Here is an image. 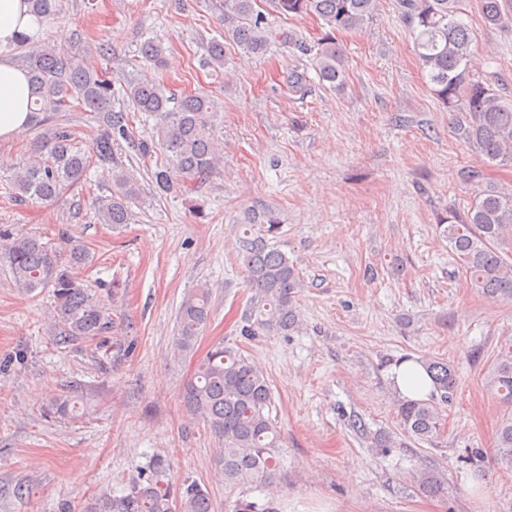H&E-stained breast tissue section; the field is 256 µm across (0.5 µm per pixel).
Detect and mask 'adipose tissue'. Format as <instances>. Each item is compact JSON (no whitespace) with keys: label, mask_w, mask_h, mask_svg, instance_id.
<instances>
[{"label":"adipose tissue","mask_w":512,"mask_h":512,"mask_svg":"<svg viewBox=\"0 0 512 512\" xmlns=\"http://www.w3.org/2000/svg\"><path fill=\"white\" fill-rule=\"evenodd\" d=\"M39 19L29 13L26 0H0V137L21 130L29 119L30 88L24 70L8 55L20 36L38 38Z\"/></svg>","instance_id":"adipose-tissue-1"}]
</instances>
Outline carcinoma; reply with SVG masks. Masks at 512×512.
<instances>
[{"label":"carcinoma","mask_w":512,"mask_h":512,"mask_svg":"<svg viewBox=\"0 0 512 512\" xmlns=\"http://www.w3.org/2000/svg\"><path fill=\"white\" fill-rule=\"evenodd\" d=\"M463 0H399L404 21L414 38L419 60L432 91L448 111L455 137L472 153L489 162L512 164V99L503 98L485 83L471 77L467 60L473 41L462 19ZM486 25L512 24V0H481ZM29 11L47 23L60 10V0H27ZM376 0H224V36L206 46L205 64L224 68V42L235 44L247 55L269 51L272 30L267 14L278 17L315 15L331 30L356 29L373 18ZM15 49L30 83L29 126L43 125L75 106L93 114L98 134L83 147L63 123L31 145L26 162L18 167L4 190L20 202H54L75 184L87 180L93 168L111 174V194L95 211L101 224H128L132 205L140 194L138 182L115 151L120 141L146 159L160 152L165 164L152 173L155 189L167 193L197 184L215 173L222 163L217 147L215 116L209 96L202 93L172 97L157 81H130L117 88L107 72L89 67L71 50L50 41L21 39ZM140 61L159 67L164 48L145 40L138 48ZM316 74L334 87L345 77V54L328 38L316 54ZM311 83L307 70L288 74V87L296 95ZM156 119L151 137L135 141L129 131V113ZM444 234L471 287L492 298L512 299V256L503 246L512 243V188L493 185L478 190L462 216L450 215ZM279 221L271 213L248 218L241 225L238 260L247 276L252 296L240 333L254 336L271 329L294 331L300 326L295 294L303 287L297 265L275 248L268 235ZM88 251L79 244L53 246L39 232L14 235L0 229V263L7 267L13 284L26 293L51 288L55 297L50 333L62 348L81 340H95L112 332L106 304L79 276ZM210 314L208 289L200 287L184 298L179 311L176 346L187 349L206 326ZM420 363L432 381L427 399H396L399 426L415 441L433 444L441 437L442 407L451 403L457 387L456 373L448 361L422 358ZM488 386L512 405V351L500 354L489 372ZM81 384L73 383L51 396L42 407L59 419L76 411ZM186 410L207 426L224 444L216 464L224 484L269 489L262 500L239 498L233 512H277L274 487L280 465V436L270 410L274 404L267 376L240 352L218 345L202 358L183 387ZM347 426L367 447L384 454L395 447L394 437L373 431L360 414L347 417ZM498 464L512 470V416L502 419L496 437ZM147 475L130 486L105 493L88 512H212L208 492L194 481L173 491L159 476L165 472L160 459L149 460ZM415 488L423 494L440 493L447 479L439 472L417 468Z\"/></svg>","instance_id":"1"}]
</instances>
